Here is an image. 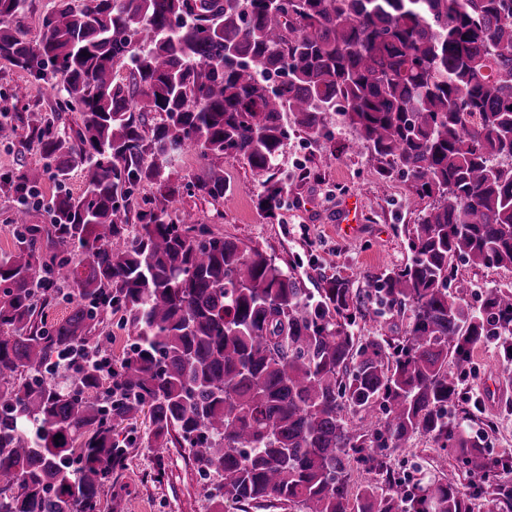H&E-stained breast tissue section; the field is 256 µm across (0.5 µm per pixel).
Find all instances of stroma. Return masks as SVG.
<instances>
[{
  "mask_svg": "<svg viewBox=\"0 0 512 512\" xmlns=\"http://www.w3.org/2000/svg\"><path fill=\"white\" fill-rule=\"evenodd\" d=\"M25 74L0 63V111L20 117L55 108L56 91L33 87L26 100L12 96ZM352 132L335 134L332 141H313L303 133L292 134L278 159V174L288 180L282 208L267 214L258 207L261 176L242 160L225 159L224 177L230 186L223 200L211 203L201 196L183 195L181 208L195 213L214 231L237 240L241 247L255 248L277 263L289 264L306 288H315L319 276H337L354 287H375L376 276L385 269L404 264L410 257L408 236L417 218L408 204L410 184L402 178H379L375 160L365 152L350 153L346 145ZM335 158H328V148ZM306 178H299L300 170ZM357 209L358 232L350 237L336 233L342 205ZM512 287V269L476 267L465 261L454 263L448 283L450 293H459L479 306L485 292ZM496 343L480 345L470 361L464 384V409L474 416L496 420L488 434L491 454L512 449V376ZM390 464L409 481L422 476L450 478L466 485L464 469L452 455L432 450L423 437L413 439L407 450L393 454ZM162 480H154L157 468ZM120 497L104 493L106 512H211L205 482L190 464L184 449L173 448L163 461H156L145 448L132 449Z\"/></svg>",
  "mask_w": 512,
  "mask_h": 512,
  "instance_id": "35a3bbf8",
  "label": "stroma"
}]
</instances>
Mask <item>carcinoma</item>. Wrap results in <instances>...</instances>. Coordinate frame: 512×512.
Returning a JSON list of instances; mask_svg holds the SVG:
<instances>
[{
  "mask_svg": "<svg viewBox=\"0 0 512 512\" xmlns=\"http://www.w3.org/2000/svg\"><path fill=\"white\" fill-rule=\"evenodd\" d=\"M28 4L0 0V60L62 98L30 118L40 165L0 187L25 204L48 178L57 189L47 223L18 210L0 249V512H103L141 445L159 463L187 450L216 480L214 512H512V454L485 449L493 419L474 431L459 409L477 346L499 336L512 362V289L477 308L448 293L458 259L512 268V0H54L33 36L11 25ZM332 115L380 177L428 200L410 259L373 294L337 277L306 288L179 211L167 171L197 152L185 188L218 201L217 160L243 159L273 213L290 132L329 141ZM18 136L0 112V141ZM145 183L158 196L132 233ZM59 302L68 315L47 322ZM393 312L404 337L358 333ZM112 314L132 336L115 363ZM418 436L452 453L468 489H408L390 457Z\"/></svg>",
  "mask_w": 512,
  "mask_h": 512,
  "instance_id": "carcinoma-1",
  "label": "carcinoma"
}]
</instances>
